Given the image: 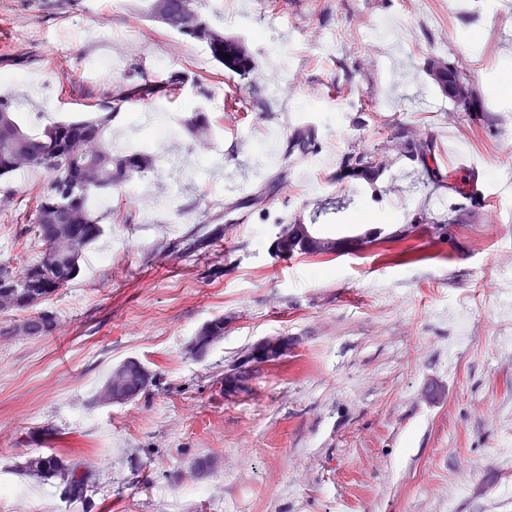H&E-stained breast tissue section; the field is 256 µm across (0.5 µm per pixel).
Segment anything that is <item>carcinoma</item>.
<instances>
[{
  "label": "carcinoma",
  "instance_id": "carcinoma-1",
  "mask_svg": "<svg viewBox=\"0 0 512 512\" xmlns=\"http://www.w3.org/2000/svg\"><path fill=\"white\" fill-rule=\"evenodd\" d=\"M166 2L164 13L158 17L152 7L154 0H149L150 17L181 36L205 44L213 60L228 71L245 74L253 68L254 59L247 45L224 36V31L212 26L197 0ZM439 65L441 77L435 83L441 92L457 111H472L471 90H466L463 97L447 90L456 81L467 80L465 64L456 59H443ZM186 81V75L180 72L160 82L143 78L112 94V100L98 104V112L91 117L60 119L36 127L24 123L10 97L0 96V177L29 168H43L50 175L22 220L35 243L43 249H52V261L37 264L41 258L38 253L20 275L15 274L10 263H0V301L24 313L31 335L45 336L52 332L56 317L39 305L69 286L80 272V261L86 251L102 235L104 216L94 211L92 199L153 167L154 157L146 149L112 153L106 131L113 115L128 101L149 104L161 96L175 95ZM185 125L198 137L210 131L202 112L192 113ZM394 138L399 140L402 152L418 160L432 180L448 179V174L428 164L435 152L431 138H410L402 129L394 133ZM316 144L317 134L308 127L295 130L289 139L291 149L301 153L312 151ZM388 163L389 156L377 149L355 148L345 154L342 170L350 177L372 183ZM343 241L342 237L314 231L310 224L297 227L291 223L282 227L273 247L280 253L319 256L337 252ZM18 471L24 477L56 484L65 499L81 503L86 500L92 483L90 471L57 453L32 454L18 465Z\"/></svg>",
  "mask_w": 512,
  "mask_h": 512
}]
</instances>
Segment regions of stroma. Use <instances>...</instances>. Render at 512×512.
<instances>
[{
	"instance_id": "35a3bbf8",
	"label": "stroma",
	"mask_w": 512,
	"mask_h": 512,
	"mask_svg": "<svg viewBox=\"0 0 512 512\" xmlns=\"http://www.w3.org/2000/svg\"><path fill=\"white\" fill-rule=\"evenodd\" d=\"M146 5L0 0V95L34 122L89 114L144 73L188 76L114 118L117 153L150 139L148 117L180 130L154 143L139 194L107 191L102 237L45 303L55 331L0 332V512H89L16 474L51 452L94 472L90 512H512V0H201L249 46L242 75L198 66L205 45ZM331 31L346 39L329 51ZM453 57L474 111H454L429 75ZM195 108L207 137L181 127ZM306 126L317 150H289ZM399 127L432 137L445 171L460 151L480 161L487 198L433 184L397 152L374 184L338 179L348 150L388 146ZM47 181L41 169L0 180L14 196L0 262L15 271L38 251L18 217ZM451 211L445 238L417 223ZM297 218L337 237L418 229L354 254L274 253ZM217 224L223 237L185 250ZM218 317L223 339L195 358L193 336ZM275 335L292 337L287 355L248 394L224 395L225 372ZM130 357L154 384L94 404ZM200 458L211 467L197 479Z\"/></svg>"
}]
</instances>
